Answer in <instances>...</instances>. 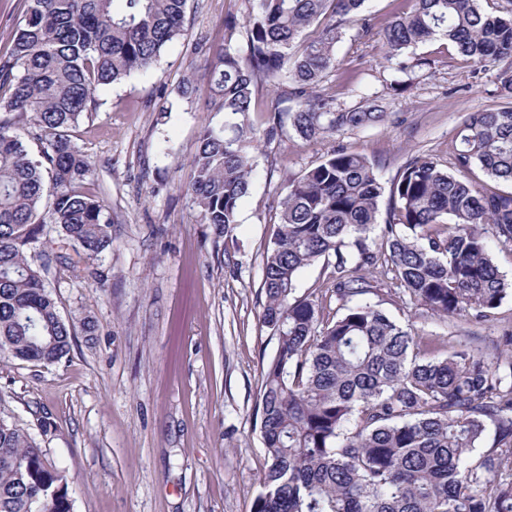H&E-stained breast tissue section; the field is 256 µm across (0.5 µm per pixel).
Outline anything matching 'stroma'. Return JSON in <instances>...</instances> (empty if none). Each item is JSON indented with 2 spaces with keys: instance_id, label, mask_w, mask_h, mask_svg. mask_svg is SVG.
<instances>
[{
  "instance_id": "obj_1",
  "label": "stroma",
  "mask_w": 512,
  "mask_h": 512,
  "mask_svg": "<svg viewBox=\"0 0 512 512\" xmlns=\"http://www.w3.org/2000/svg\"><path fill=\"white\" fill-rule=\"evenodd\" d=\"M404 8L403 0H368L370 29H343L322 85L342 109L378 99L384 121L312 141L288 128L268 146L262 115L252 113L255 170L232 237L200 223L179 182L201 132L218 122L207 110L212 52L224 43L225 18L245 14V0H189L183 34L157 68L101 92L97 111L70 129L93 165L85 189L115 219L112 246L47 276L63 318L76 325L71 350L53 364L0 360V414L28 428L65 472L73 512H251L265 468L255 413L262 362L277 347L261 324L263 253L289 179L343 146L368 156L391 186L412 157L452 165L468 113L512 104L499 65L466 61L440 37L413 49L420 67L409 85L390 89L381 31ZM188 74L198 88L191 103L178 95ZM367 300L438 337L442 357L471 332L493 354L512 332V297L473 331L411 305L389 283ZM86 317L90 335L79 326Z\"/></svg>"
}]
</instances>
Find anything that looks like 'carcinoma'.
<instances>
[{"instance_id":"obj_1","label":"carcinoma","mask_w":512,"mask_h":512,"mask_svg":"<svg viewBox=\"0 0 512 512\" xmlns=\"http://www.w3.org/2000/svg\"><path fill=\"white\" fill-rule=\"evenodd\" d=\"M26 0L24 23L0 54V358L52 364L74 328L44 284L112 246V215L81 190L91 172L68 130L96 109V94L153 69L180 35L188 0ZM366 0H250L243 23H224L225 48L209 70L207 127L180 188L220 236L239 223L253 172L250 115L260 89L279 90L266 142L285 125L305 140L383 120L380 105L339 109L321 92L344 26L367 25ZM383 33L387 59L409 68L415 45L439 36L474 64L512 58V15L480 0H410ZM240 38L245 47L232 41ZM40 131L38 155L14 134ZM512 183V106L467 115L453 170L408 161L389 194L375 163L344 147L288 180L279 227L263 255L262 323L278 330L262 366L260 436L266 467L252 512H512V333L488 358L466 343L444 358L365 301L372 274H392L411 304L480 324L512 296L488 240L512 249V192L487 193L474 170ZM59 249L28 259L41 225ZM72 248L74 255L61 250ZM326 263L336 319L296 296L299 273ZM493 444L478 460L488 432ZM0 512H73L65 475L25 430L0 416Z\"/></svg>"}]
</instances>
